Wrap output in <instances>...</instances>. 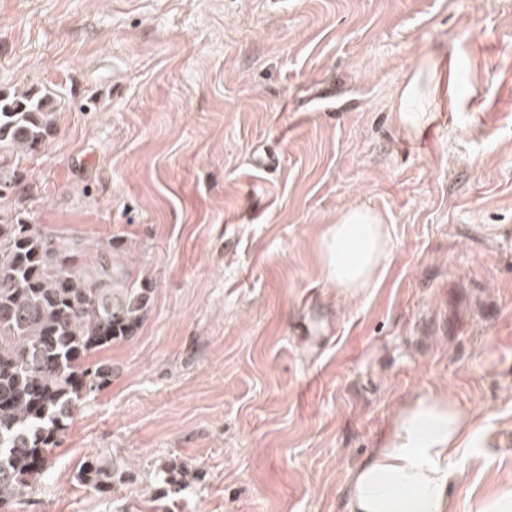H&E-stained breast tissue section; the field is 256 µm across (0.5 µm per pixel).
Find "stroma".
Masks as SVG:
<instances>
[{"mask_svg":"<svg viewBox=\"0 0 512 512\" xmlns=\"http://www.w3.org/2000/svg\"><path fill=\"white\" fill-rule=\"evenodd\" d=\"M430 57L456 106L414 130L391 97ZM0 90L56 105L0 224L82 263L112 241L151 289L14 512H345L428 394L473 417L451 495L512 489V0H0ZM260 141L278 170L250 165ZM353 202L391 242L349 301L320 243ZM90 455L125 470L110 494L75 481Z\"/></svg>","mask_w":512,"mask_h":512,"instance_id":"stroma-1","label":"stroma"}]
</instances>
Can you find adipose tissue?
Returning <instances> with one entry per match:
<instances>
[{
  "instance_id": "obj_1",
  "label": "adipose tissue",
  "mask_w": 512,
  "mask_h": 512,
  "mask_svg": "<svg viewBox=\"0 0 512 512\" xmlns=\"http://www.w3.org/2000/svg\"><path fill=\"white\" fill-rule=\"evenodd\" d=\"M450 73L436 62L413 68L392 99L393 111L408 116L410 101L420 95L447 104ZM389 246L382 214L344 206L322 240L328 280L345 299L357 298L377 281ZM472 438L468 411L440 396L417 398L353 472L347 512H461L448 487L464 472L459 450Z\"/></svg>"
}]
</instances>
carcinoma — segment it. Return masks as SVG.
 I'll return each mask as SVG.
<instances>
[{"instance_id":"obj_1","label":"carcinoma","mask_w":512,"mask_h":512,"mask_svg":"<svg viewBox=\"0 0 512 512\" xmlns=\"http://www.w3.org/2000/svg\"><path fill=\"white\" fill-rule=\"evenodd\" d=\"M53 112L46 96L0 92V156L43 147ZM75 252L38 224H0V512L34 488L86 398L111 382L112 366L90 357L133 336L149 306L112 242L83 267ZM124 475L91 457L76 480L106 493Z\"/></svg>"}]
</instances>
